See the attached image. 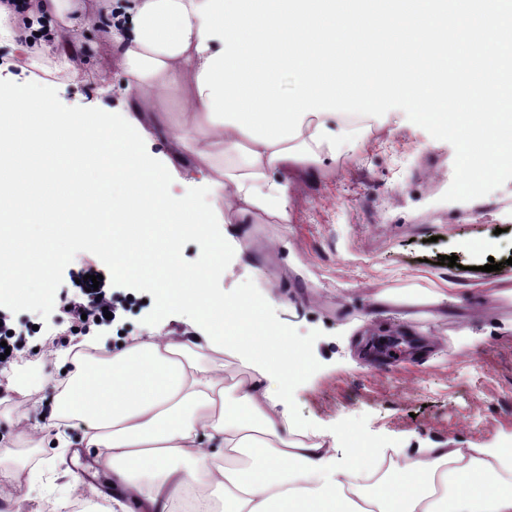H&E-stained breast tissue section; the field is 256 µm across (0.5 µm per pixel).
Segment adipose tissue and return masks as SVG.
I'll return each mask as SVG.
<instances>
[{
    "label": "adipose tissue",
    "mask_w": 512,
    "mask_h": 512,
    "mask_svg": "<svg viewBox=\"0 0 512 512\" xmlns=\"http://www.w3.org/2000/svg\"><path fill=\"white\" fill-rule=\"evenodd\" d=\"M14 2H0V41L24 56L44 33L77 79L87 59L74 41L95 30L132 115L108 125L26 90L0 109V129L13 130L0 137V288L24 296L31 277L51 283L40 244L19 240L15 225L77 221L113 275L150 282L160 310L192 319L180 335L95 357L73 343L49 427L83 423L84 446L141 512H176L193 490L196 512H512V454L499 448H417L382 473L352 432L345 463L331 467L334 443L307 437L288 411L307 363L301 345L261 303L213 291L224 240L142 145L144 118L177 95L181 120L163 136L196 157L225 212L284 222L288 184L277 172L335 159L369 131L352 115L398 98L414 123L455 143L457 193L476 200L512 166V0ZM190 236L200 256L187 269L180 245ZM228 357L249 371L229 386Z\"/></svg>",
    "instance_id": "ef3b65f1"
}]
</instances>
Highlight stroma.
<instances>
[{"instance_id":"stroma-1","label":"stroma","mask_w":512,"mask_h":512,"mask_svg":"<svg viewBox=\"0 0 512 512\" xmlns=\"http://www.w3.org/2000/svg\"><path fill=\"white\" fill-rule=\"evenodd\" d=\"M90 60L83 78L57 70L55 50L45 53L52 77L27 75L28 90L71 111L104 109L107 122L126 118L117 94L99 93L98 76L109 64V47L95 31L82 32ZM407 105L386 104L371 117L372 132L335 160L313 169L287 168L289 221L254 218L240 227L212 214L211 232L224 238V275L214 286L225 295L267 299L266 317L305 348L308 367L288 391V408L309 434L336 443L342 464L347 430H357L378 454L402 455L437 443L500 448L512 443V298H492L498 272L488 260L512 255V170L484 187L478 202L457 194L459 172L452 141L436 139L410 121ZM144 148L171 172L174 193L208 203L190 154L174 156L159 130L147 126ZM49 252L65 259L52 268L55 299L20 302L0 292L22 332L26 360L0 366V456L28 457L21 495H0V512H67L74 477L84 475L94 451L80 445L82 427L63 429L66 447L26 448L18 427L42 422V403L57 395L59 351L76 339L103 343L92 327L74 335L62 322L61 297L76 295L67 273L83 258L107 265L91 242L60 236ZM456 256V266L441 256ZM263 277H256V267ZM484 289L487 301L470 296L448 308L431 304L440 280ZM138 302L115 323L122 338L156 332L181 334L190 315L160 311L149 283L112 279ZM391 303L374 306L376 296ZM31 376L39 405L18 414L16 372Z\"/></svg>"}]
</instances>
